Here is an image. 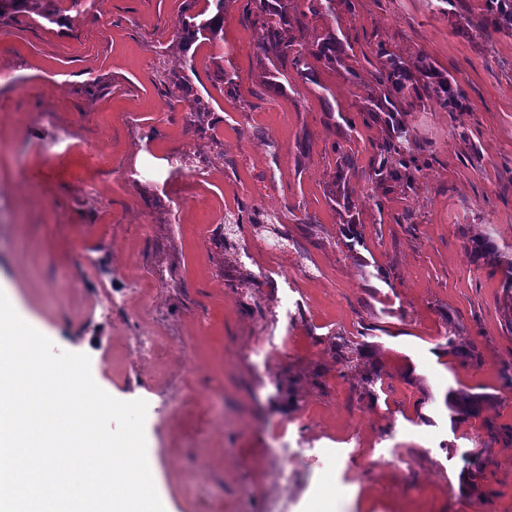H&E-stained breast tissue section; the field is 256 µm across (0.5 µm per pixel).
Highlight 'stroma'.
Segmentation results:
<instances>
[{
	"label": "stroma",
	"instance_id": "35a3bbf8",
	"mask_svg": "<svg viewBox=\"0 0 512 512\" xmlns=\"http://www.w3.org/2000/svg\"><path fill=\"white\" fill-rule=\"evenodd\" d=\"M224 10V45L169 40L206 0H85L51 24L24 12L0 21V289L56 350L83 353L105 392L145 400L153 480L167 512H512V363L500 273L465 244L490 235L512 246V38L465 23L479 0H355L339 11L353 49L347 67L314 65L263 78L261 31ZM427 57L463 90L453 111L433 101L400 118L412 133L417 193L394 184L375 206L381 120L362 106L378 45ZM168 64L149 65L154 48ZM193 55L194 71L182 68ZM235 73L228 93L220 69ZM209 110L192 120L193 101ZM197 145L208 163L182 208L161 188L171 153ZM360 234L347 249L330 200L338 173ZM247 207L275 216L255 233L225 232ZM288 237L289 265L319 278L269 281L249 255L257 240ZM291 334L267 375L249 353ZM143 336L159 351L134 349ZM373 345L375 386L333 358L342 342ZM474 347L461 361L449 343ZM194 364L180 366L170 345ZM492 395L481 417L450 422L448 388ZM500 427L489 438L487 425ZM389 445L412 456L408 477L368 474ZM297 460L290 486L265 450ZM485 464L462 481L463 454Z\"/></svg>",
	"mask_w": 512,
	"mask_h": 512
}]
</instances>
